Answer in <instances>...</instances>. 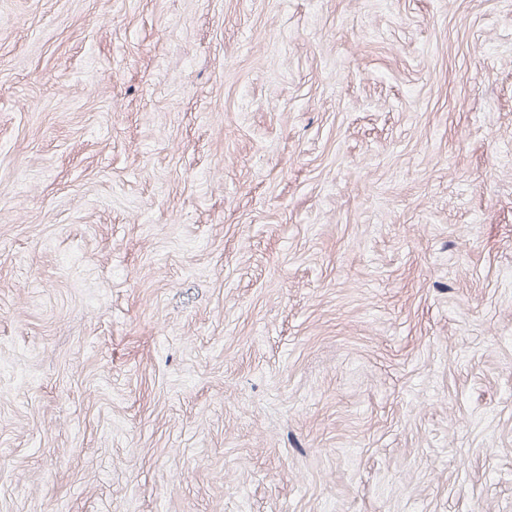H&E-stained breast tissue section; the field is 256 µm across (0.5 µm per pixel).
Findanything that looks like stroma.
<instances>
[{
    "label": "stroma",
    "mask_w": 512,
    "mask_h": 512,
    "mask_svg": "<svg viewBox=\"0 0 512 512\" xmlns=\"http://www.w3.org/2000/svg\"><path fill=\"white\" fill-rule=\"evenodd\" d=\"M0 512H512V0H0Z\"/></svg>",
    "instance_id": "stroma-1"
}]
</instances>
